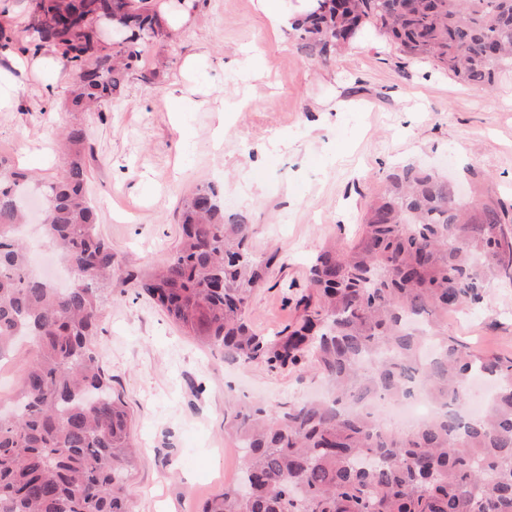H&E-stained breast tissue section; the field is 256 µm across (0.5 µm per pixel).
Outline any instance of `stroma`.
<instances>
[{"instance_id": "1", "label": "stroma", "mask_w": 512, "mask_h": 512, "mask_svg": "<svg viewBox=\"0 0 512 512\" xmlns=\"http://www.w3.org/2000/svg\"><path fill=\"white\" fill-rule=\"evenodd\" d=\"M173 38L142 45V61L102 111L81 114L89 196L115 256L96 346L131 414L138 446L128 488L133 512H198L242 466L225 435L230 399L297 403L325 384L307 371L228 364L199 347L140 295L127 273L174 252L182 201L215 185L225 211L245 214L256 254L275 255L250 300L253 328L274 336L301 313L309 267L325 242L350 247L367 205L406 164L467 181L512 203V74L486 92L430 61L410 59L365 29L323 59L293 32L274 35L256 0H192ZM201 59L185 77L187 57ZM73 76L53 83L24 70L23 95L0 112V154L49 180L72 116ZM474 348L512 355V288L449 316Z\"/></svg>"}]
</instances>
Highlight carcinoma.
I'll return each instance as SVG.
<instances>
[{"label":"carcinoma","mask_w":512,"mask_h":512,"mask_svg":"<svg viewBox=\"0 0 512 512\" xmlns=\"http://www.w3.org/2000/svg\"><path fill=\"white\" fill-rule=\"evenodd\" d=\"M317 0L293 30L300 50L328 56L348 33L375 27L409 58H427L490 90L512 73V0ZM26 50H54L75 75L70 111L112 104L141 62V43L167 36L151 0H27ZM120 14L127 44L103 47L94 21ZM65 168L38 180L0 155V359L34 341L37 359L0 411V512H131V417L95 347L112 245L101 234L84 168L87 134L61 133ZM46 199L47 242L70 269L55 288L17 235L31 187ZM252 224L224 214L204 184L184 200L175 251L133 276L137 288L199 345L224 360L299 368L328 396L272 410L242 405L225 427L239 478L199 512H512V357L482 354L448 333V313L512 286V204L459 196L414 165L388 175L347 249L322 248L315 296L275 338L253 331V291L276 254L256 256ZM422 385L446 408L410 429L383 426L374 400Z\"/></svg>","instance_id":"cac0c4a2"}]
</instances>
